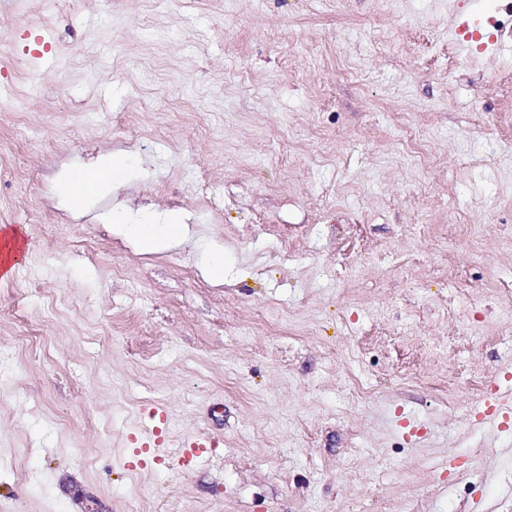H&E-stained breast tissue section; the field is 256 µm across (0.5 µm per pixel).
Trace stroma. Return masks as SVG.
Masks as SVG:
<instances>
[{"label": "stroma", "mask_w": 512, "mask_h": 512, "mask_svg": "<svg viewBox=\"0 0 512 512\" xmlns=\"http://www.w3.org/2000/svg\"><path fill=\"white\" fill-rule=\"evenodd\" d=\"M1 226L0 512H512V0H0ZM91 176L85 181L86 175ZM129 174L124 158L117 155H108L102 158L93 170L85 167L69 169L65 175V191L72 201H78L99 194L102 189L109 186L123 184ZM124 236L146 250L162 246H178L189 237L188 224L178 215L168 216L161 224H126L120 211L115 210L110 217ZM485 420L498 425L508 426L512 417V393L502 392L488 399L485 403ZM149 418V424L145 425L141 432L145 440L144 449L155 461L171 458L189 463L202 457L206 448H212V442L201 436H188L179 440L166 439L161 428L166 419L163 412L154 410Z\"/></svg>", "instance_id": "35a3bbf8"}]
</instances>
